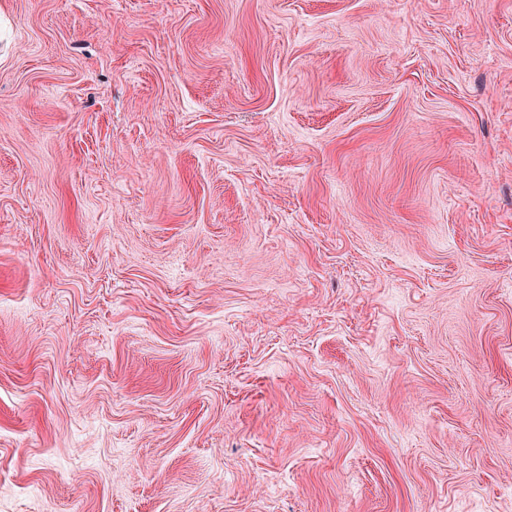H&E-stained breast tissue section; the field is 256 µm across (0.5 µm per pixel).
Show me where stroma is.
I'll return each instance as SVG.
<instances>
[{
	"label": "stroma",
	"instance_id": "stroma-1",
	"mask_svg": "<svg viewBox=\"0 0 512 512\" xmlns=\"http://www.w3.org/2000/svg\"><path fill=\"white\" fill-rule=\"evenodd\" d=\"M0 512H512V0H0Z\"/></svg>",
	"mask_w": 512,
	"mask_h": 512
}]
</instances>
